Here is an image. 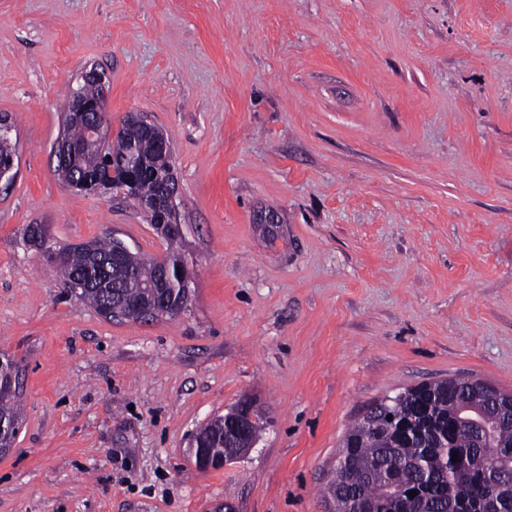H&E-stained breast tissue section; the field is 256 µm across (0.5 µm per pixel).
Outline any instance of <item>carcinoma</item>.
Here are the masks:
<instances>
[{
	"instance_id": "obj_1",
	"label": "carcinoma",
	"mask_w": 512,
	"mask_h": 512,
	"mask_svg": "<svg viewBox=\"0 0 512 512\" xmlns=\"http://www.w3.org/2000/svg\"><path fill=\"white\" fill-rule=\"evenodd\" d=\"M147 157L149 173L142 177L134 192L126 197L136 201L158 192L154 175L166 174L173 166V155L154 150L127 126H121L115 137L106 141L104 152L116 163L132 149ZM99 166L98 151H90L76 166L58 165L61 182L69 186L80 171H93ZM172 251L166 258L171 269V287L167 299L175 304L184 300L183 284L190 276L178 251L182 236L165 235ZM24 243L40 250L44 243V227L29 224L24 228ZM115 246L112 238L95 239L89 243L62 248L64 259L55 265L62 286L104 314L112 303V290L127 301L151 303L148 286L159 280V263L137 253L112 262ZM21 393L0 388V417L22 424ZM488 399L480 391L458 385L453 379L430 383L427 393L416 394L408 388L388 399L382 406L362 417L346 433L341 451L350 460L336 468V477L326 487V494L335 502L334 512H347V495L359 493L356 512H379L389 480L407 488L425 487L421 497L401 499L396 512H457L460 499L469 502L472 510L486 509L490 494L487 481L476 470L464 464L452 463V454L462 451L469 455L478 451L469 431L468 419L474 410L486 409ZM497 423L490 427L498 448L512 464V408H497ZM392 420H387V416ZM214 418L196 429L207 439L203 453L218 456L224 452V439L213 435Z\"/></svg>"
}]
</instances>
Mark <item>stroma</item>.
Here are the masks:
<instances>
[{"label": "stroma", "mask_w": 512, "mask_h": 512, "mask_svg": "<svg viewBox=\"0 0 512 512\" xmlns=\"http://www.w3.org/2000/svg\"><path fill=\"white\" fill-rule=\"evenodd\" d=\"M113 121L167 134L190 301L108 320L57 246L166 241L129 200L62 184L82 72ZM0 353L24 420L0 512H329L342 439L404 388L512 392V0H0ZM252 397L256 447L196 471L191 434ZM22 240L40 252L44 243L43 255L48 262H56L62 258V253L52 246L50 239L47 237L44 239V227L42 224L27 225L24 228Z\"/></svg>", "instance_id": "obj_1"}]
</instances>
